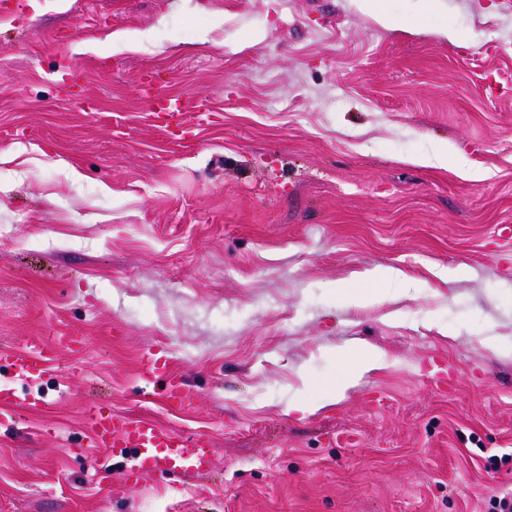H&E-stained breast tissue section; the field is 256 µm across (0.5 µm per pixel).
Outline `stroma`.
<instances>
[{"label":"stroma","mask_w":512,"mask_h":512,"mask_svg":"<svg viewBox=\"0 0 512 512\" xmlns=\"http://www.w3.org/2000/svg\"><path fill=\"white\" fill-rule=\"evenodd\" d=\"M6 2L0 347L85 342L0 424V512H487L512 494V97L480 91L512 74V0L420 21L386 0L388 28L357 0ZM147 81L207 109L159 122ZM440 142L447 168L415 165ZM377 267L417 298L367 283ZM352 346L384 361L324 404ZM150 348L184 402L141 393ZM97 398L208 437L210 473L125 483L84 425Z\"/></svg>","instance_id":"1"}]
</instances>
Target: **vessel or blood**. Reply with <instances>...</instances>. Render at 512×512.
<instances>
[{"instance_id": "b4317fda", "label": "vessel or blood", "mask_w": 512, "mask_h": 512, "mask_svg": "<svg viewBox=\"0 0 512 512\" xmlns=\"http://www.w3.org/2000/svg\"><path fill=\"white\" fill-rule=\"evenodd\" d=\"M151 103L153 112L164 113L172 120L181 118L184 113L200 109L198 101L181 96L155 95L152 96ZM82 341L83 338L78 332L70 331L56 337L54 344L37 341L23 352L0 347V367L7 368L13 378L12 383L0 384V405L16 402L24 408L35 406L36 397L31 394L19 396L14 386L15 381L36 383L53 363L55 345H78ZM143 359L145 364L141 374L142 392H150L157 378L162 376L166 379L169 398L183 399L184 383L170 368L167 360L152 351L145 352ZM84 420L98 447L106 449L109 454L125 457L128 462L124 472L125 480H136L145 475L200 476L211 469L213 447L207 437L187 438L179 433L163 430L152 422L137 421L112 413L97 401L86 405Z\"/></svg>"}]
</instances>
